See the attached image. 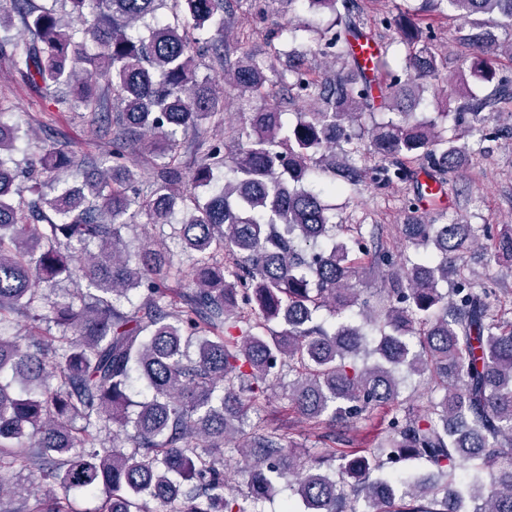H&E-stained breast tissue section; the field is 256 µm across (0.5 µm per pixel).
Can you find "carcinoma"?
<instances>
[{"label": "carcinoma", "instance_id": "obj_1", "mask_svg": "<svg viewBox=\"0 0 512 512\" xmlns=\"http://www.w3.org/2000/svg\"><path fill=\"white\" fill-rule=\"evenodd\" d=\"M11 2L27 37L3 34L12 13L0 11V58L54 97L65 89L62 103L112 151L73 189L69 152L16 159L24 135L0 105V501L26 471L23 512H78L76 494L101 500L94 512H264L279 483L302 512H512L506 289L464 265L480 247L512 268V226L442 209L403 225L395 254L378 225L350 229L325 200L412 181L414 210L424 185L408 164L442 187L472 161L449 113L417 112L447 80L426 20L453 9L468 30L458 74L490 83L501 44L480 17L496 19L512 54V0H420L381 19L386 42L358 0H287L333 19L304 28V49L269 52L221 39L257 0ZM360 41L377 46L371 69ZM316 56L340 68L313 76ZM276 82L303 103L294 122L276 104L230 119L225 97L247 104ZM509 99V84L465 95L454 124L478 131ZM180 133L205 147L189 177ZM140 158L153 169L144 187ZM327 171L341 183L314 187ZM141 216L159 236L133 259L123 230ZM169 238L191 261L185 284ZM369 270L385 283L374 305L358 288ZM60 279L73 292L43 296ZM287 376L289 406L322 430L320 448L298 452L251 423ZM414 376L431 384L419 408L402 398ZM378 408L391 417L373 447H335L339 424ZM232 458L243 495L227 491ZM407 463L429 471L404 475Z\"/></svg>", "mask_w": 512, "mask_h": 512}]
</instances>
